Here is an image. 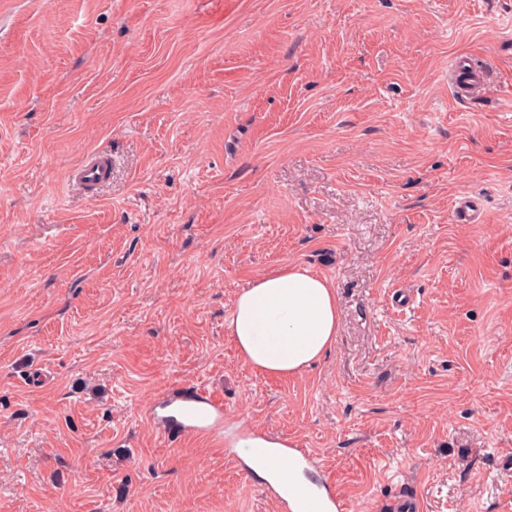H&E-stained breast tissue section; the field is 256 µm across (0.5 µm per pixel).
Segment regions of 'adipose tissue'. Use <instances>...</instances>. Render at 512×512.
I'll return each mask as SVG.
<instances>
[{"label": "adipose tissue", "mask_w": 512, "mask_h": 512, "mask_svg": "<svg viewBox=\"0 0 512 512\" xmlns=\"http://www.w3.org/2000/svg\"><path fill=\"white\" fill-rule=\"evenodd\" d=\"M340 314L328 280L300 265L253 277L235 296L226 329L244 362L259 373L295 376L318 363L333 347ZM254 468L263 479L302 488L306 480L272 449L251 443Z\"/></svg>", "instance_id": "obj_1"}]
</instances>
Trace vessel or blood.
I'll use <instances>...</instances> for the list:
<instances>
[{
  "instance_id": "obj_1",
  "label": "vessel or blood",
  "mask_w": 512,
  "mask_h": 512,
  "mask_svg": "<svg viewBox=\"0 0 512 512\" xmlns=\"http://www.w3.org/2000/svg\"><path fill=\"white\" fill-rule=\"evenodd\" d=\"M458 70L468 75L467 91H485V68L460 60ZM112 177V155L97 151L86 156L84 162L71 172L88 198H95L99 188ZM154 421L171 437L221 438L224 428V403L213 394L198 387L177 388L157 398L151 406ZM313 496L321 505V512H345L344 503L332 484L321 481L313 485Z\"/></svg>"
}]
</instances>
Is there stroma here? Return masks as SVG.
Instances as JSON below:
<instances>
[{
  "label": "stroma",
  "mask_w": 512,
  "mask_h": 512,
  "mask_svg": "<svg viewBox=\"0 0 512 512\" xmlns=\"http://www.w3.org/2000/svg\"><path fill=\"white\" fill-rule=\"evenodd\" d=\"M287 264L341 321L279 378L225 321ZM189 385L347 512H512V0H0V512H280L151 420ZM453 71H464L467 73L468 82L464 89L466 92L478 91L484 93L486 91L488 79L484 67L474 66L467 59H461ZM112 178V153L97 151L86 156L84 162L70 174L84 194L94 199L99 188Z\"/></svg>",
  "instance_id": "35a3bbf8"
}]
</instances>
